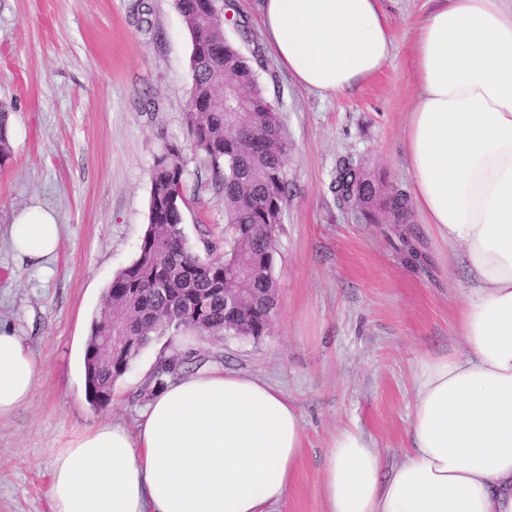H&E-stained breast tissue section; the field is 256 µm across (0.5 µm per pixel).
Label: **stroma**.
<instances>
[{
  "mask_svg": "<svg viewBox=\"0 0 512 512\" xmlns=\"http://www.w3.org/2000/svg\"><path fill=\"white\" fill-rule=\"evenodd\" d=\"M248 35L224 34L278 108L288 137L290 197L276 242V316L253 340L190 329L155 338L112 399L86 394L84 353L113 276L136 256L148 225L150 167L163 140L186 141L191 43L173 0H0V101L13 155L0 166V327L40 364L35 389L0 418V512H51L52 451L100 423L135 430L154 395L150 377L173 355L216 358L225 371L280 390L300 415L304 448L278 512H323L327 445L358 425L386 464L409 446L413 374L427 355L464 348L453 330L468 296L461 249L436 240L420 215L410 259L387 206L374 223L340 210L336 164L359 158L384 187L410 191L403 149L417 102L412 59L433 0H382L394 36L373 80L326 96L299 85L266 47L259 0H232ZM184 233L197 252L224 251V197L202 155L187 152ZM56 212L60 242L38 263L10 243L15 215Z\"/></svg>",
  "mask_w": 512,
  "mask_h": 512,
  "instance_id": "1",
  "label": "stroma"
}]
</instances>
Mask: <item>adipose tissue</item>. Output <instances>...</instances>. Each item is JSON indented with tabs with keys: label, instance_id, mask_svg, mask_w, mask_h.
<instances>
[{
	"label": "adipose tissue",
	"instance_id": "adipose-tissue-1",
	"mask_svg": "<svg viewBox=\"0 0 512 512\" xmlns=\"http://www.w3.org/2000/svg\"><path fill=\"white\" fill-rule=\"evenodd\" d=\"M415 43L418 101L403 145L411 197L461 248L462 353L414 374L411 446L386 466L357 427L328 444L324 512H512V0H435ZM262 34L304 88L340 94L378 75L394 39L380 0H260ZM54 211L10 226L29 260L55 252ZM39 364L0 330V417L32 394ZM296 407L269 383L212 367L170 381L136 431L85 428L53 451L52 512H272L302 455Z\"/></svg>",
	"mask_w": 512,
	"mask_h": 512
}]
</instances>
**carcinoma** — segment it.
<instances>
[{
  "label": "carcinoma",
  "instance_id": "obj_1",
  "mask_svg": "<svg viewBox=\"0 0 512 512\" xmlns=\"http://www.w3.org/2000/svg\"><path fill=\"white\" fill-rule=\"evenodd\" d=\"M191 38L192 86L185 123L195 152L219 177L224 193L228 250L221 257L201 256L188 246L183 231L186 200L183 181L185 149L166 143L151 166L148 227L136 258L109 284L92 324L97 341L115 321L127 340L115 347L112 369L100 370L85 355L88 393L112 395L123 365L135 359L153 337L167 330L191 328L219 337L232 325H244L251 336H263L275 314L279 283L274 275L276 233L288 205L285 160L288 138L279 110L259 83L250 59L224 36V23L241 27L227 15L229 0H174ZM236 89L246 102L241 114L224 111V87ZM10 112L0 103V165L12 155ZM339 207L367 222L383 196V187L352 158L336 166L331 182ZM398 224H408L407 195L389 197ZM184 359L162 361L152 376L154 387L181 373Z\"/></svg>",
  "mask_w": 512,
  "mask_h": 512
}]
</instances>
